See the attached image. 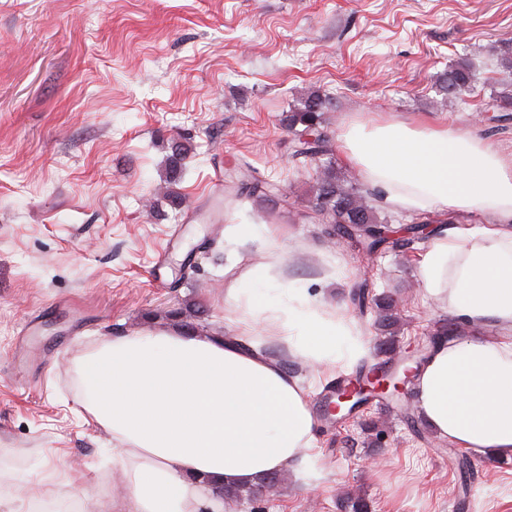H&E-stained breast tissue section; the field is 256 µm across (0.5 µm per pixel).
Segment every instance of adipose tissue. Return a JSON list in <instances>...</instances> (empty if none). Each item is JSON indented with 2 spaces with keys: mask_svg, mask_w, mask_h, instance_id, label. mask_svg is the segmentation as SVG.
Masks as SVG:
<instances>
[{
  "mask_svg": "<svg viewBox=\"0 0 512 512\" xmlns=\"http://www.w3.org/2000/svg\"><path fill=\"white\" fill-rule=\"evenodd\" d=\"M339 143L382 205L486 216L436 232L418 264L427 292L471 333L430 350L414 396L437 439L477 459H512V157L444 123L357 121ZM226 232L261 241L270 258L225 293L240 339L149 329L76 363L80 402L111 436L123 476L113 512H224L215 486L245 489L288 469L316 478L310 393L261 345L276 341L316 369L369 353L354 321L275 271L284 250L266 225ZM488 327L498 338L484 336Z\"/></svg>",
  "mask_w": 512,
  "mask_h": 512,
  "instance_id": "obj_1",
  "label": "adipose tissue"
}]
</instances>
